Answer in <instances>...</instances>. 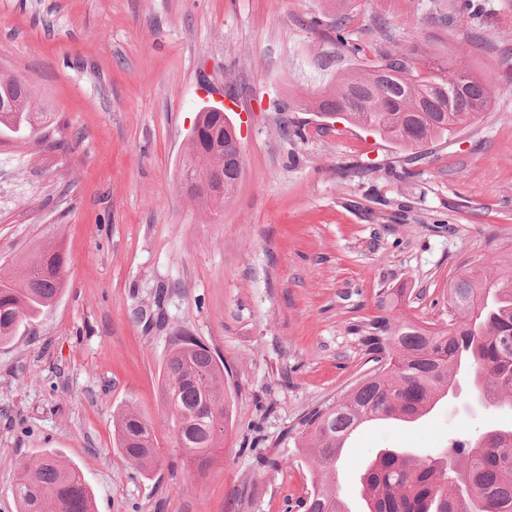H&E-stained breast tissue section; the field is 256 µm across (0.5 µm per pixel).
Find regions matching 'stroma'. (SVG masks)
<instances>
[{
  "label": "stroma",
  "mask_w": 512,
  "mask_h": 512,
  "mask_svg": "<svg viewBox=\"0 0 512 512\" xmlns=\"http://www.w3.org/2000/svg\"><path fill=\"white\" fill-rule=\"evenodd\" d=\"M385 53L493 91L411 178L400 149L338 119L320 129L302 106ZM0 72L34 86L50 138L69 143L0 135V275L57 235L67 280L0 345V512H17L19 462L46 452L80 470L98 512H303L310 467L289 433L372 369L356 325L388 300L443 324L452 279L512 257V0H0ZM206 106L225 107L243 154L215 210L177 180ZM182 332L223 361L229 396L224 456L201 483L159 398ZM128 406L162 444L148 475L114 446ZM509 427L512 403L486 409L462 384L417 423L360 429L344 454L357 468L382 448L433 457Z\"/></svg>",
  "instance_id": "stroma-1"
}]
</instances>
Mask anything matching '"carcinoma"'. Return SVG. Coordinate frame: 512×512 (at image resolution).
<instances>
[{
	"label": "carcinoma",
	"instance_id": "obj_1",
	"mask_svg": "<svg viewBox=\"0 0 512 512\" xmlns=\"http://www.w3.org/2000/svg\"><path fill=\"white\" fill-rule=\"evenodd\" d=\"M398 67L402 76L386 83L378 74ZM0 130L35 131L43 113L33 106L34 91L24 80L0 74ZM456 111L447 112L448 99ZM489 101L487 86L458 71L415 74L413 58L385 54L364 77L348 73L307 105L317 117L342 119L363 127L406 151L404 173L415 174L420 149L448 142L480 118ZM223 112L204 108L196 138L181 166L188 194L200 204L224 203L241 175L239 154L228 138ZM205 182L209 191L197 188ZM64 246H39L18 260L15 275L0 277V344L18 326L51 309L66 288ZM372 354L373 369L336 402L310 412L293 436L315 469L304 512H348L329 481L344 457L343 437L381 414L414 412L430 397L447 394L464 375L486 406L512 398V260L493 269H473L448 285V329L374 316L355 328ZM160 391L170 408L175 447L183 465L204 477L224 447L227 409L224 366L193 336H177L160 372ZM115 447L147 473L158 463L152 424L136 409L113 414ZM361 496L368 512H512V428L487 429L451 441L438 458L406 450L379 451L364 471ZM12 494L20 512H86L89 490L80 471L48 452L20 465Z\"/></svg>",
	"mask_w": 512,
	"mask_h": 512
}]
</instances>
